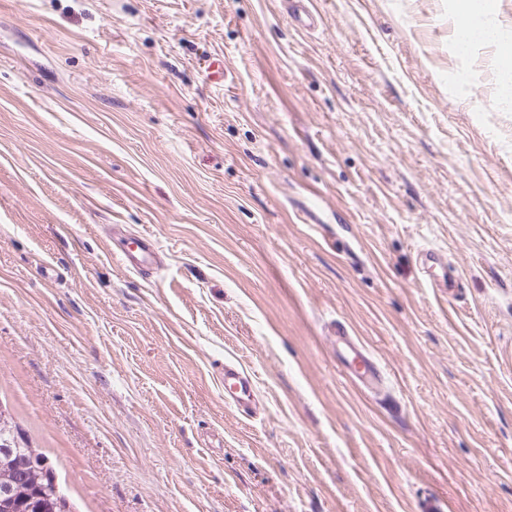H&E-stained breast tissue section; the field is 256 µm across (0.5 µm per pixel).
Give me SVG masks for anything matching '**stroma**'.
<instances>
[{
	"label": "stroma",
	"instance_id": "35a3bbf8",
	"mask_svg": "<svg viewBox=\"0 0 512 512\" xmlns=\"http://www.w3.org/2000/svg\"><path fill=\"white\" fill-rule=\"evenodd\" d=\"M311 2L0 0V399L79 512H512L494 51L454 0ZM111 236L112 238L123 237L127 240V244L118 253H114L115 258L127 271L142 273L157 264L159 250L152 235L144 233L130 236L125 233L120 224H115L112 226ZM336 360L346 368L356 383L368 390L377 389L384 380V371L358 339L344 325L336 327ZM224 395L225 402L240 416L248 418L258 414L260 402L254 380L233 363L224 365Z\"/></svg>",
	"mask_w": 512,
	"mask_h": 512
}]
</instances>
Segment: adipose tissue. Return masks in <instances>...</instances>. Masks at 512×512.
Returning a JSON list of instances; mask_svg holds the SVG:
<instances>
[{"label":"adipose tissue","mask_w":512,"mask_h":512,"mask_svg":"<svg viewBox=\"0 0 512 512\" xmlns=\"http://www.w3.org/2000/svg\"><path fill=\"white\" fill-rule=\"evenodd\" d=\"M455 44L468 52L475 44L488 43L499 48L498 86L501 104L512 110V26L500 20L492 0H456Z\"/></svg>","instance_id":"ef3b65f1"}]
</instances>
